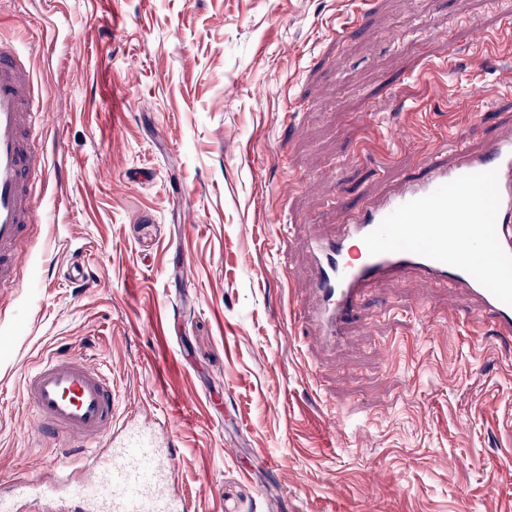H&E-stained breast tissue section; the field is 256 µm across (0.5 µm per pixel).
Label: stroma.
<instances>
[{"instance_id": "1", "label": "stroma", "mask_w": 512, "mask_h": 512, "mask_svg": "<svg viewBox=\"0 0 512 512\" xmlns=\"http://www.w3.org/2000/svg\"><path fill=\"white\" fill-rule=\"evenodd\" d=\"M56 142L0 289V496L57 512L24 368L73 347L191 512H512V338L384 281L322 348L309 241L512 137L501 0H0ZM94 276L70 284L66 256Z\"/></svg>"}]
</instances>
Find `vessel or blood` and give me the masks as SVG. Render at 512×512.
Returning a JSON list of instances; mask_svg holds the SVG:
<instances>
[{"label": "vessel or blood", "mask_w": 512, "mask_h": 512, "mask_svg": "<svg viewBox=\"0 0 512 512\" xmlns=\"http://www.w3.org/2000/svg\"><path fill=\"white\" fill-rule=\"evenodd\" d=\"M39 104L34 85L20 59L0 48V288L17 284L19 245L33 223L31 185L47 149L37 133ZM445 165L428 161L429 175L406 179L398 194L353 212L342 231L311 242L310 274L313 316L324 342L340 341L351 315L369 287L389 275L414 271L459 291L488 317L501 336L512 335V306L498 300L467 272L410 252L370 254L363 238L397 207L426 196L460 176L497 170L500 207L499 243L512 254V139L496 140L480 153L458 148ZM24 399L36 419L35 439L53 440V467L66 475L72 461L85 458L100 441L112 443V455L91 464L93 480L69 496L77 512H189L186 501L164 488L174 451L144 431L118 432L112 380L85 355L61 348L24 373Z\"/></svg>", "instance_id": "vessel-or-blood-1"}]
</instances>
